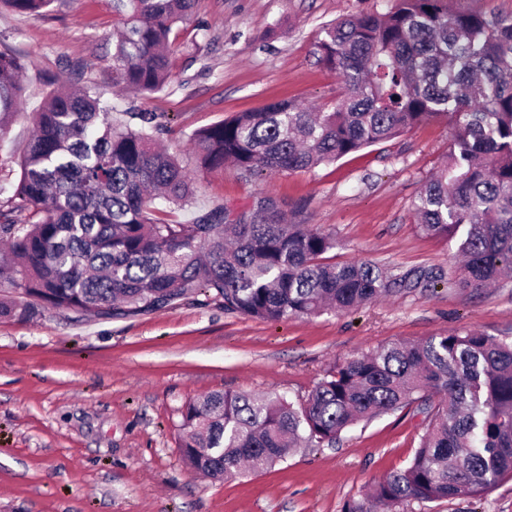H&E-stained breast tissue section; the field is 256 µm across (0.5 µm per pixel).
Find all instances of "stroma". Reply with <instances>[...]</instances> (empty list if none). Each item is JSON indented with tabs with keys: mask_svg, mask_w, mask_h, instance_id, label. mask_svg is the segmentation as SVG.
<instances>
[{
	"mask_svg": "<svg viewBox=\"0 0 512 512\" xmlns=\"http://www.w3.org/2000/svg\"><path fill=\"white\" fill-rule=\"evenodd\" d=\"M383 0H198L175 27L167 86L152 94L113 81L110 0H54L41 18L0 10V50L28 61L24 103L0 142L13 165L48 86L90 87L113 107L160 115L157 143L194 181L189 204L156 200L161 218L188 224L219 203L261 196L288 219L330 234L332 262H366L390 278L440 273L443 282L381 296L346 313L257 320L185 300L112 317L51 307L0 317V512H344L406 466L428 420L417 406L359 423L338 442L302 448L263 472L225 480L192 469L179 448L185 405L212 392L305 399L334 365L395 342L461 329L512 336V279L459 286L457 244L425 235L413 212L446 158L451 130L429 121L315 168L246 177L231 165L199 173L192 131L288 98L333 106L337 75L315 54L326 23ZM404 512H512V480L485 500L411 503Z\"/></svg>",
	"mask_w": 512,
	"mask_h": 512,
	"instance_id": "35a3bbf8",
	"label": "stroma"
}]
</instances>
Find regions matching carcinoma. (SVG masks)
Here are the masks:
<instances>
[{
    "label": "carcinoma",
    "mask_w": 512,
    "mask_h": 512,
    "mask_svg": "<svg viewBox=\"0 0 512 512\" xmlns=\"http://www.w3.org/2000/svg\"><path fill=\"white\" fill-rule=\"evenodd\" d=\"M53 0H0L42 16ZM196 0H112L122 30L112 70L139 93L170 79L169 34ZM318 60L343 91L330 111L281 100L199 128L200 167L228 162L244 175L298 172L334 162L425 121L452 129L448 158L413 203L420 229L459 239L465 287L512 272V14L464 13L448 0H392L323 27ZM28 62L0 51V140L23 104ZM156 116L125 121L88 88L55 86L17 161L13 195L0 201V280L23 289L0 316L39 305L84 315L150 312L198 296L224 310L280 322L357 308L421 281L367 263H328L330 235L290 224L265 196L234 211L222 203L190 224L152 214L181 206L191 184L180 161L154 146ZM414 403L429 424L401 470L373 501L398 512L411 501L481 500L512 477V336L477 329L393 343L332 368L308 397L214 392L186 404L179 448L213 479L259 473L301 441L336 442L359 422Z\"/></svg>",
    "instance_id": "obj_1"
}]
</instances>
